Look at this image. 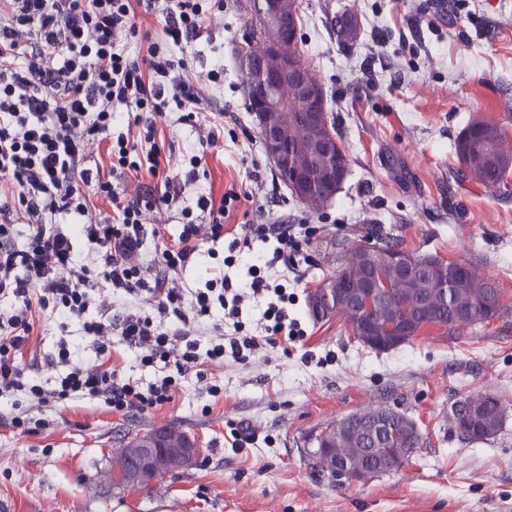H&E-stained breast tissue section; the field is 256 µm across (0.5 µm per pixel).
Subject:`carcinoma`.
<instances>
[{
  "label": "carcinoma",
  "mask_w": 512,
  "mask_h": 512,
  "mask_svg": "<svg viewBox=\"0 0 512 512\" xmlns=\"http://www.w3.org/2000/svg\"><path fill=\"white\" fill-rule=\"evenodd\" d=\"M359 25L352 16L345 18V25L336 28V39L340 42L356 41ZM454 150L460 167L457 173L484 185L489 189L499 187L512 171V142L504 128L493 120L471 121L459 134ZM367 240L346 238L338 248L346 255L343 264L348 271L351 287L362 280L373 277L387 284L399 282V269L382 260L370 262L365 259L364 246ZM448 282V298H443L439 289L441 279ZM393 305L403 306L413 316L427 312L437 322L446 326V333L457 332L485 323L489 316L502 312L501 288L498 282L486 280L472 274L465 262L448 264L447 274L435 267H425L414 272L413 284L408 291L395 289L391 295ZM504 408L500 400H491L481 394H469L457 399L449 415V422L458 437L469 442L486 440L496 434L502 426ZM384 419L401 437L400 443L385 445L374 436L378 420ZM408 416L389 406H370L360 410V415L347 417L330 423L312 439L319 445L336 451L338 457H348L361 449V460L372 470V475L384 473L377 468L378 458L388 451L396 453L399 448H420L424 444L421 433L408 429Z\"/></svg>",
  "instance_id": "1"
}]
</instances>
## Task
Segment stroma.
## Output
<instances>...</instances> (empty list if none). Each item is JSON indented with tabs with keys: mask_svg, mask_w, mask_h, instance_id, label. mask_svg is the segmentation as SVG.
Segmentation results:
<instances>
[{
	"mask_svg": "<svg viewBox=\"0 0 512 512\" xmlns=\"http://www.w3.org/2000/svg\"><path fill=\"white\" fill-rule=\"evenodd\" d=\"M299 50L322 81L349 174L335 200L311 211L268 162L243 96L232 48L245 30L236 0L212 8L199 34L174 48L187 75L205 78L216 57L224 78L206 100L157 117L156 142L180 197L147 216L153 237L146 264L177 238L187 220L208 223L198 196L230 190L251 200L231 208L226 228L294 224L306 239L298 270L272 262L275 241L232 250L221 241L180 274L184 288L204 285L207 268L234 283L260 264L270 284L292 296L289 317L302 338L249 361L225 358L179 378L171 402L122 414L95 400L45 409L46 429L24 433L0 398V512H512V182L497 189L463 179L454 143L477 117L512 132V0H447L437 20L433 0H298ZM354 13L361 31L336 41V15ZM223 131L207 147L194 182L187 150L199 125ZM379 234L399 247L473 264L502 288L500 318L449 336L430 328L388 351L354 339L343 319L315 321L308 295L338 267L335 243ZM37 328L45 351L66 341L74 363L95 354L74 325L45 310ZM466 393H491L505 408L501 429L480 442L461 440L448 414ZM387 405L418 423L423 448L397 470L340 482L312 468L305 439L358 409ZM172 426L194 438L203 462L142 491L97 485L112 450L127 434ZM253 435L238 447L235 430Z\"/></svg>",
	"mask_w": 512,
	"mask_h": 512,
	"instance_id": "1",
	"label": "stroma"
}]
</instances>
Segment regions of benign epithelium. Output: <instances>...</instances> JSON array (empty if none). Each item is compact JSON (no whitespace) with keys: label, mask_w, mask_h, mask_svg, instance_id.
<instances>
[{"label":"benign epithelium","mask_w":512,"mask_h":512,"mask_svg":"<svg viewBox=\"0 0 512 512\" xmlns=\"http://www.w3.org/2000/svg\"><path fill=\"white\" fill-rule=\"evenodd\" d=\"M248 27L252 34L235 43L240 64L241 88L253 107V115L265 153L281 181L288 184L297 199L313 194L324 197L329 205L336 197V185L342 184L348 167L328 178L317 164L301 165L297 161L300 146L288 139L284 113L297 112L311 129L312 138L306 149L320 160L336 158L338 141L321 111L325 103V88L297 49L299 13L297 0H251L247 8ZM385 258L411 274L418 266L413 254L394 249ZM343 281L331 276L310 296L309 309L317 319L336 314L345 305V296L338 287ZM414 329L413 321L395 319L389 335L378 332L372 336L369 325L362 323L359 340L374 350H390L408 342ZM307 459L319 463L322 470L337 480H363L371 471L360 469L348 460L336 459V452L327 448H308ZM201 449L188 438L181 448H165L154 435H139L126 441L122 463L116 468L120 487H149L166 476H175L200 464Z\"/></svg>","instance_id":"obj_1"}]
</instances>
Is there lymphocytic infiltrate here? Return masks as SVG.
<instances>
[{
	"instance_id": "f902f5d3",
	"label": "lymphocytic infiltrate",
	"mask_w": 512,
	"mask_h": 512,
	"mask_svg": "<svg viewBox=\"0 0 512 512\" xmlns=\"http://www.w3.org/2000/svg\"><path fill=\"white\" fill-rule=\"evenodd\" d=\"M209 0H165L158 8L164 41L152 42L131 58L116 47L136 29L131 0H6L0 10V297L11 299L0 312V395L13 393L43 407L74 398H100L112 410L143 413L172 399L175 374H185L208 361L277 347L301 336L288 317V293L253 277L240 287L224 275L205 281L192 295L176 282L183 267L199 255L203 244L224 237V215L240 200L227 192L221 201L199 196L205 224H184L175 243L165 246L157 272L145 270L140 252L147 234V213L177 197L173 180L165 178L167 161L155 143L156 115L183 110L199 102L209 84L224 75L215 61L206 82L181 74L169 48L195 35L209 14ZM134 105L125 133L112 132L115 103ZM150 146L143 160L132 159L139 143ZM106 147L109 174L93 170L89 160ZM149 166L162 180L161 190L149 189L131 198L112 188L115 170ZM107 199L114 218L88 215L90 195ZM77 217L76 227L58 225L59 215ZM26 222L25 244L16 241V226ZM275 238L274 261L291 267L303 246L293 225L252 224L235 239L248 248L253 238ZM93 244L97 269L79 263L77 239ZM101 279L116 296H136L148 309L129 308L119 318L107 310L91 316L93 279ZM273 290L277 297L263 313L262 335L230 338L228 343L204 342L198 334L202 318L213 309L238 319L247 295ZM76 322L96 355H103L120 337L141 351L145 363L161 362L166 376L140 390L109 368L89 372L71 365L66 346L42 352L34 340L37 313L46 309ZM67 366L65 375L47 388L30 378L39 365Z\"/></svg>"
}]
</instances>
